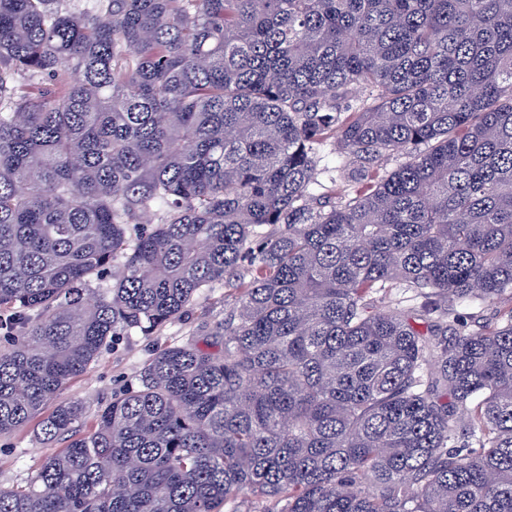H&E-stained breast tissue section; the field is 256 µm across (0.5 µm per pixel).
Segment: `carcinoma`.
Returning a JSON list of instances; mask_svg holds the SVG:
<instances>
[{
  "label": "carcinoma",
  "instance_id": "obj_1",
  "mask_svg": "<svg viewBox=\"0 0 512 512\" xmlns=\"http://www.w3.org/2000/svg\"><path fill=\"white\" fill-rule=\"evenodd\" d=\"M71 2L0 0V436H68L0 512H512V0ZM317 169L319 179L335 189L336 205L344 201V195L351 184L348 181V163L334 150L333 142H327L317 150ZM228 289L222 282L207 288L184 317L166 323L150 336H115L87 371L60 391L58 402H82L86 407L82 429L89 428L97 411L111 403L112 397L137 385L141 369L156 350L185 342L201 320L212 324L222 321L224 303L231 302Z\"/></svg>",
  "mask_w": 512,
  "mask_h": 512
}]
</instances>
